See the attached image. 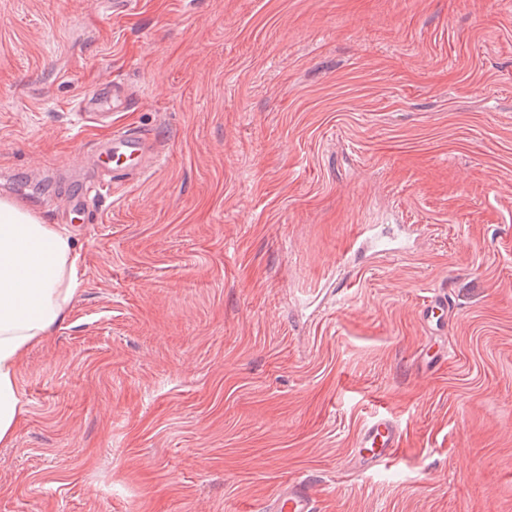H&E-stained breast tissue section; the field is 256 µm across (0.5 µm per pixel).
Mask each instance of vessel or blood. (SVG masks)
<instances>
[{
	"label": "vessel or blood",
	"mask_w": 512,
	"mask_h": 512,
	"mask_svg": "<svg viewBox=\"0 0 512 512\" xmlns=\"http://www.w3.org/2000/svg\"><path fill=\"white\" fill-rule=\"evenodd\" d=\"M120 108L127 102L122 85L111 84L79 98L75 104L78 116L107 121L104 103ZM90 165L95 178L87 182L82 192L68 199L65 213L70 219H82L88 214L94 197L103 195L112 184L138 181L147 176L160 162V148L150 134L129 127L113 129L110 137L94 142L89 148ZM450 304L444 293H436L423 308L420 321L429 327H441L448 321ZM403 434L393 418L380 414L365 425L355 441L353 457L360 471L371 472L396 455L402 446ZM315 495L307 481L285 483L268 502L263 512H315Z\"/></svg>",
	"instance_id": "1"
}]
</instances>
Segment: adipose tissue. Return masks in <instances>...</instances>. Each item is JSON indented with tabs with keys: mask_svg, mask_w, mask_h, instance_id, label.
I'll use <instances>...</instances> for the list:
<instances>
[{
	"mask_svg": "<svg viewBox=\"0 0 512 512\" xmlns=\"http://www.w3.org/2000/svg\"><path fill=\"white\" fill-rule=\"evenodd\" d=\"M83 265L67 232L0 198V446L13 443L24 413L21 359L67 320Z\"/></svg>",
	"mask_w": 512,
	"mask_h": 512,
	"instance_id": "ef3b65f1",
	"label": "adipose tissue"
}]
</instances>
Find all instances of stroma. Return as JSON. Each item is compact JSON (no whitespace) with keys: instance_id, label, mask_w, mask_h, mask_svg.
Segmentation results:
<instances>
[{"instance_id":"1","label":"stroma","mask_w":512,"mask_h":512,"mask_svg":"<svg viewBox=\"0 0 512 512\" xmlns=\"http://www.w3.org/2000/svg\"><path fill=\"white\" fill-rule=\"evenodd\" d=\"M0 0V171L62 223L102 127L162 164L69 230V317L25 354L0 512H512V0ZM394 257L343 261L366 226ZM452 300L445 335L419 319ZM391 412L405 446L351 463ZM109 98L112 99V112H118L119 108L128 102L125 88L112 83L79 98L75 104L76 114L79 117L92 116L93 119L101 122L107 121L110 114L104 112L103 105ZM313 490L306 480L286 482L261 510L264 512H315Z\"/></svg>"}]
</instances>
